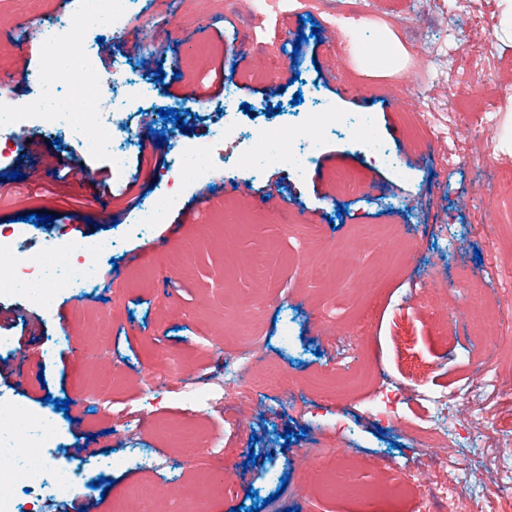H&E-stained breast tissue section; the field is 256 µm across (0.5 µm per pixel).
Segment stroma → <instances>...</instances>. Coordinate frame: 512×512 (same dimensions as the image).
Instances as JSON below:
<instances>
[{
	"label": "stroma",
	"mask_w": 512,
	"mask_h": 512,
	"mask_svg": "<svg viewBox=\"0 0 512 512\" xmlns=\"http://www.w3.org/2000/svg\"><path fill=\"white\" fill-rule=\"evenodd\" d=\"M501 12L500 0H137L126 29L149 38L161 81L131 43L85 33L99 71L124 76L117 142L142 205L160 197L184 146L214 134L224 106L212 84L216 60L236 103L250 109L235 112L236 137L205 180L181 187L162 224L139 223L120 182L112 196L95 194L110 153L50 131L29 148L28 131H0V174L22 173L25 190L0 203V231L32 213L53 217L29 226L16 249L38 253L49 235L112 243L95 257V281L77 295L59 291L51 307L0 288V311L28 319L0 325V398L34 415L53 412L54 468L85 466L77 489L20 496V512H74L77 503L137 512L123 499L132 486L163 495L169 512H248L259 499V512H512V321L499 324L486 367L476 366L475 301L459 280L471 271L486 298L512 299V250L496 249L512 239V199L498 197L512 176V39L501 36ZM383 35L397 60L361 53L345 63L336 53ZM242 53L249 68L238 75ZM46 55L25 31L0 33V104L38 99L31 75ZM297 94L302 103H293ZM163 108L184 112L185 128L161 118ZM331 111L342 120L320 132L303 174L248 166L262 131ZM365 115L387 161L355 127ZM64 166L86 168L91 183L55 181ZM341 172L356 176L354 190L337 186ZM230 176L249 184L248 199L219 193ZM388 235L407 242L400 257L373 246ZM340 246L346 259L317 282L290 261L304 250L329 261ZM262 253L276 263L264 286L246 272ZM378 277L385 284L359 342L350 322ZM116 288L123 295L114 305ZM244 329L260 338L258 364L284 373L289 388L225 382L224 354ZM160 350L181 367L148 403L143 373ZM348 361L369 363L400 393L398 421L379 420L367 385L335 375ZM109 377L103 412L86 395ZM328 384L346 399L327 403ZM464 388L476 399L457 398ZM58 399L69 400L68 411L55 408ZM436 423L461 439L468 465L423 447L419 428ZM184 432L215 439L235 482L211 487L206 451L183 447ZM339 443L354 463L351 493L305 475L318 450ZM388 465L397 475L426 472L425 486L406 499L378 493ZM448 484L451 509L440 495Z\"/></svg>",
	"instance_id": "stroma-1"
}]
</instances>
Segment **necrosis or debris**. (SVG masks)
<instances>
[{"label": "necrosis or debris", "instance_id": "necrosis-or-debris-1", "mask_svg": "<svg viewBox=\"0 0 512 512\" xmlns=\"http://www.w3.org/2000/svg\"><path fill=\"white\" fill-rule=\"evenodd\" d=\"M134 5V0H80L73 10L42 25L40 40L49 51L44 69L51 73L52 80L44 84L37 104L23 109L0 106V129L34 125L68 132L86 150L110 151L113 179H125L127 161L114 144L106 99L107 87H120L123 76L118 72L109 78L100 74L92 49L78 35L88 28H123ZM335 120L334 113L325 112L310 117L300 129L283 126L265 131L248 158L249 165L259 169L285 163L295 171H303L322 125ZM234 134V124L224 120L215 133V142ZM215 142L185 146L170 184L204 180ZM21 234V229L16 228L9 238H0V270L6 271V281L15 293L45 307L51 305L58 291H72L93 281L97 276L94 255L112 247L108 240L76 241L62 251L52 243L40 253L22 256L11 245L12 239ZM52 439L51 418L0 404V512H18V495L22 492L37 498L47 490L66 494L74 489L72 472L53 470L50 458L43 452Z\"/></svg>", "mask_w": 512, "mask_h": 512}]
</instances>
